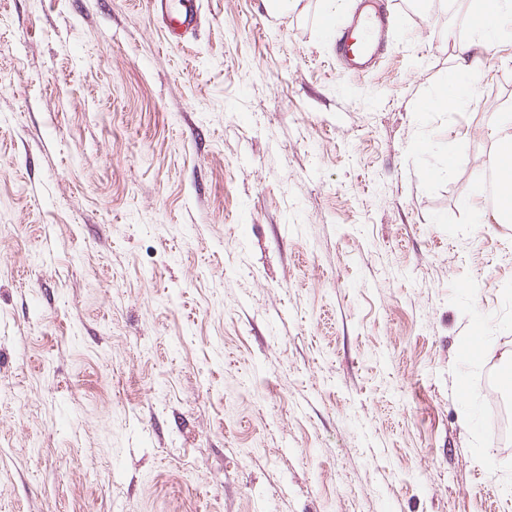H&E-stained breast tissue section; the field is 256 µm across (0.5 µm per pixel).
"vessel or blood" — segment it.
<instances>
[{"instance_id": "b4317fda", "label": "vessel or blood", "mask_w": 512, "mask_h": 512, "mask_svg": "<svg viewBox=\"0 0 512 512\" xmlns=\"http://www.w3.org/2000/svg\"><path fill=\"white\" fill-rule=\"evenodd\" d=\"M161 18L164 29L172 35L186 34L197 24L190 0H184L180 10L162 12ZM392 23L384 0H358L352 19L343 27L334 46L341 67L353 76L366 74L382 53Z\"/></svg>"}]
</instances>
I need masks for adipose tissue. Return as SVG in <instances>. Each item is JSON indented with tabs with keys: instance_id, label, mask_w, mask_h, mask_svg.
I'll return each instance as SVG.
<instances>
[{
	"instance_id": "adipose-tissue-1",
	"label": "adipose tissue",
	"mask_w": 512,
	"mask_h": 512,
	"mask_svg": "<svg viewBox=\"0 0 512 512\" xmlns=\"http://www.w3.org/2000/svg\"><path fill=\"white\" fill-rule=\"evenodd\" d=\"M512 24V0H477L469 44L457 48L451 81L472 78L484 66V55L501 39L504 26Z\"/></svg>"
}]
</instances>
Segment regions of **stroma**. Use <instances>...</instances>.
Instances as JSON below:
<instances>
[{
	"instance_id": "35a3bbf8",
	"label": "stroma",
	"mask_w": 512,
	"mask_h": 512,
	"mask_svg": "<svg viewBox=\"0 0 512 512\" xmlns=\"http://www.w3.org/2000/svg\"><path fill=\"white\" fill-rule=\"evenodd\" d=\"M196 3L0 0V512H512V37L448 113L443 8ZM195 0H186L182 9L168 12L166 5L160 4L163 28L170 35H184L192 31L197 25V15L191 5ZM394 22L384 0H358L357 9L336 39L334 52L350 75L366 74L384 50L385 37Z\"/></svg>"
}]
</instances>
